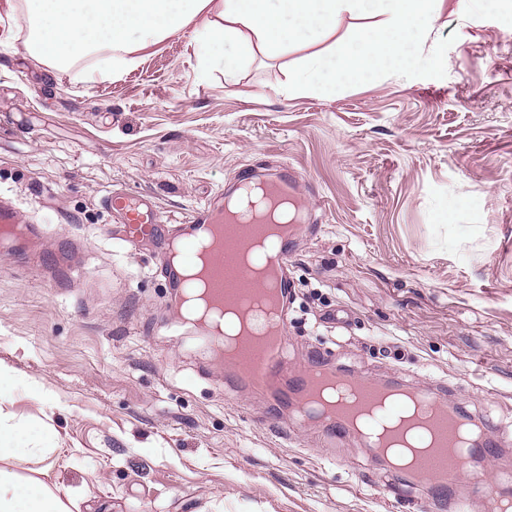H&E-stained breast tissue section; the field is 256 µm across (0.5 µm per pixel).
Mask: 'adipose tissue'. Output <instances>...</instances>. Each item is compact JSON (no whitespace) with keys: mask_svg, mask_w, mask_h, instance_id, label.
<instances>
[{"mask_svg":"<svg viewBox=\"0 0 512 512\" xmlns=\"http://www.w3.org/2000/svg\"><path fill=\"white\" fill-rule=\"evenodd\" d=\"M27 28L24 48L50 67L65 71L94 59L105 76L136 68L143 53L184 30L200 75L216 55L224 75L236 76L253 54L277 60L289 46L310 50L289 70L288 89L331 92L385 71L414 63L409 47L429 33L446 0H22ZM361 20L355 40L337 38L343 16ZM50 448L34 446L17 428L0 424V512H70L42 479L13 471L25 455L48 458Z\"/></svg>","mask_w":512,"mask_h":512,"instance_id":"adipose-tissue-1","label":"adipose tissue"}]
</instances>
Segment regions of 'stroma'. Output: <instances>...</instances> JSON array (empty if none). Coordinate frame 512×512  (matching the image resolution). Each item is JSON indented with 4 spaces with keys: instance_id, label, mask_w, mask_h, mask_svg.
Masks as SVG:
<instances>
[{
    "instance_id": "stroma-1",
    "label": "stroma",
    "mask_w": 512,
    "mask_h": 512,
    "mask_svg": "<svg viewBox=\"0 0 512 512\" xmlns=\"http://www.w3.org/2000/svg\"><path fill=\"white\" fill-rule=\"evenodd\" d=\"M456 0L417 43L416 65L333 94H282L308 55L254 56L235 78L197 74L188 33L134 70L85 81L27 55L21 14L0 0V206L42 226L0 244V404L11 423L51 425L45 464L71 512H423L385 501L376 477L335 461L318 427L267 424V398L224 397V363L174 332L153 242L127 250L104 200L143 195L183 223L248 171L301 175L315 216L290 257L288 366L329 357L355 374L447 382L489 422L512 471V15ZM345 310L344 325L329 313Z\"/></svg>"
}]
</instances>
